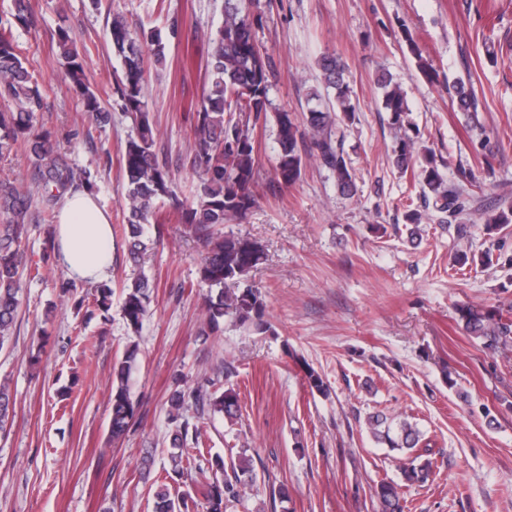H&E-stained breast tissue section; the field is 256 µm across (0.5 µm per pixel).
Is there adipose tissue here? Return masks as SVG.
<instances>
[{
    "label": "adipose tissue",
    "mask_w": 512,
    "mask_h": 512,
    "mask_svg": "<svg viewBox=\"0 0 512 512\" xmlns=\"http://www.w3.org/2000/svg\"><path fill=\"white\" fill-rule=\"evenodd\" d=\"M56 258L74 279L103 280L112 266V232L107 214L92 194L78 189L65 196L54 227Z\"/></svg>",
    "instance_id": "adipose-tissue-1"
}]
</instances>
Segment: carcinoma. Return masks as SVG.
I'll use <instances>...</instances> for the list:
<instances>
[{
    "label": "carcinoma",
    "instance_id": "1",
    "mask_svg": "<svg viewBox=\"0 0 512 512\" xmlns=\"http://www.w3.org/2000/svg\"><path fill=\"white\" fill-rule=\"evenodd\" d=\"M240 0H226L224 25L200 41L204 54L207 89L188 112L193 131L191 167L199 179L189 199L177 198L173 177L166 162L160 160L157 133L146 101V74L149 61L165 60V43L158 31L134 32L118 11L107 13V28L112 50L123 61L122 75L116 81L123 110L133 121V131L119 158L128 185L123 202V233L130 260L141 258L162 238L160 228L149 232L150 218L157 201L167 198L178 210L182 223L195 230L204 244L199 278L208 288L204 297L207 324L218 325L228 319L264 333L271 329L265 319L266 303L260 289L251 284L250 273L262 263L264 249L248 237L225 234L220 226L246 218L256 204L259 162L254 131L266 123L270 107L269 91L273 68L255 39L261 17L239 6ZM34 26L30 0H14L11 17L0 18V159L24 146L32 158L31 179L27 182L0 180V349L9 341L22 294L20 268L24 265L21 249L25 220L34 200H39L40 214L47 223L55 217V207L64 196L80 184L93 188L81 173L54 150L53 132L37 114L44 109V87L36 69L14 30ZM404 41L416 59L419 72L434 80V68L423 56L407 29ZM57 47L64 60L65 74L80 97L83 111L90 113L98 125L109 122L101 96L88 84L85 60L75 49L71 30L59 26ZM319 66L327 100L304 114L298 123L288 112L275 113L276 156L274 179L282 187L294 186L301 178L306 160L312 159L326 169L345 196L356 193V174L344 150L341 124L354 120L359 101L346 79V66L335 56L324 54ZM376 83L381 90L382 108L391 113L392 125L401 129L408 122L406 95L388 73L380 74ZM457 110L475 119L478 99L472 81L459 79L454 84ZM392 164L405 175L410 174L420 187L423 209H409L405 220L409 235L421 236L423 219L455 225L457 236L467 234L464 220L472 213V199L447 182L435 156L415 153L414 141L401 137L392 150ZM512 224V207L490 215L484 224L487 235ZM484 265H512V241L498 236L483 253ZM153 285L142 275L124 289L121 306L126 326L137 332L148 312ZM458 321L465 333L482 341L492 352L512 348V311L501 306L463 305L457 309ZM139 349L125 348L112 366L109 397V434L121 440L135 418L137 406L132 396V377L138 366ZM310 390L328 394L322 376L311 366L303 365ZM171 432L170 460L172 472L180 476L195 470L209 474L193 487V492H172L161 483L155 491L154 512H192L195 498L203 499L205 512H227L230 504L240 501L245 489L257 482V474L248 449L224 460L216 454L202 467L192 451L199 449L201 431L184 417L193 407L198 415L222 413L229 423L240 418L238 393L222 388L219 378L209 380L208 387H191L176 381L169 396ZM13 397L9 382L0 381V435L7 432ZM367 429L374 441L403 457L402 475L411 484H425L434 475L429 445L417 424L406 418L395 420L384 414L368 417ZM378 512H404L406 505L396 484L382 480L375 488Z\"/></svg>",
    "mask_w": 512,
    "mask_h": 512
}]
</instances>
